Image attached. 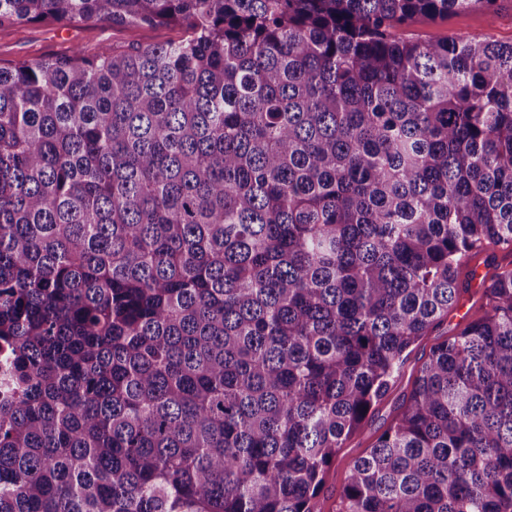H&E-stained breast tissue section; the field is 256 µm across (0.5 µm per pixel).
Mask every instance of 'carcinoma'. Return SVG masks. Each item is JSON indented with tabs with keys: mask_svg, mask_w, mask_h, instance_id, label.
Listing matches in <instances>:
<instances>
[{
	"mask_svg": "<svg viewBox=\"0 0 512 512\" xmlns=\"http://www.w3.org/2000/svg\"><path fill=\"white\" fill-rule=\"evenodd\" d=\"M499 0H0L186 28L0 64V512H315L463 264L512 253ZM338 512H512V269ZM494 15L481 10L459 12L448 18L421 20L397 27L395 37L420 42H445L490 37L502 43L512 42V0H505Z\"/></svg>",
	"mask_w": 512,
	"mask_h": 512,
	"instance_id": "cac0c4a2",
	"label": "carcinoma"
}]
</instances>
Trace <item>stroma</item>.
I'll list each match as a JSON object with an SVG mask.
<instances>
[{
  "instance_id": "stroma-1",
  "label": "stroma",
  "mask_w": 512,
  "mask_h": 512,
  "mask_svg": "<svg viewBox=\"0 0 512 512\" xmlns=\"http://www.w3.org/2000/svg\"><path fill=\"white\" fill-rule=\"evenodd\" d=\"M185 35L184 28L173 26L150 28L109 23L78 26L55 22L19 23L0 28V64L45 56H65L78 48L93 55L137 44H163L179 40ZM394 35L403 40L420 42L489 37L502 43H511L512 0H505L493 15L476 9L468 10L443 19L421 20L398 27ZM469 265L476 269L477 279L469 281L457 305L449 309L447 316L442 317L429 334L413 346L388 395L371 411L363 430L351 436L340 448L325 475L318 500L320 512H338L340 493L355 461L372 448L378 437L397 418L432 347L462 329L483 304L480 277L511 269L512 253L490 249L473 256Z\"/></svg>"
}]
</instances>
